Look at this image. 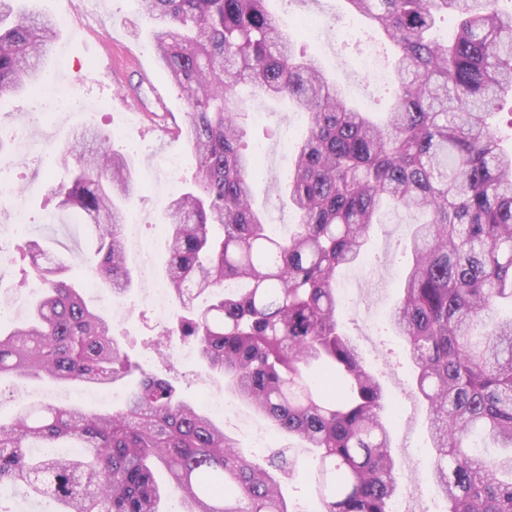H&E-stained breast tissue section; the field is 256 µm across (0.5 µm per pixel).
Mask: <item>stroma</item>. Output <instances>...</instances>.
Masks as SVG:
<instances>
[{
	"label": "stroma",
	"mask_w": 512,
	"mask_h": 512,
	"mask_svg": "<svg viewBox=\"0 0 512 512\" xmlns=\"http://www.w3.org/2000/svg\"><path fill=\"white\" fill-rule=\"evenodd\" d=\"M36 12L51 16L58 24L43 66L53 81L51 91L0 96V151L13 154L11 164L0 165V183L18 189V199H0V247L12 255L21 238L37 240L52 255L64 256L77 276L87 272L95 250L89 225L57 211L50 194L52 185L67 180L69 173L56 163L60 148L69 144L77 128L94 126L111 132L112 149L126 155L134 165L141 186L128 205L140 223L141 241L129 244L127 262L134 284L131 292L113 300L107 288H90L92 305L104 308L112 323V335L122 342L131 361L139 364L115 388L127 394L134 390L142 372H171L182 398L193 400L202 392H221L222 377L201 368L197 360L175 356L161 358L146 348L147 339L166 331L157 322L142 294L143 273L138 261L139 245L166 256L167 242L158 239L155 226L164 206L196 171L195 159L183 141L165 135L147 120L150 112L171 113L183 123L187 104L160 67L151 45V24L139 0H29ZM270 11L286 24L314 16L323 27L317 38L305 39L309 56L320 63L330 78L349 92L350 102L360 110L383 118L395 104V90L378 86L357 69L360 51L375 48L383 65H390V47L375 43L363 18L347 11L344 0H270ZM57 93L80 100L82 109L61 112L53 102ZM239 94L246 112L264 113V122L246 121L247 144L264 150V173L256 183L253 202L264 211L275 231L282 236L294 231L298 216L286 196L277 194L285 186L292 146L308 125L304 113L287 101L255 95L243 86ZM174 155L180 166L168 181H155L162 159ZM24 210L28 227L24 237L12 235L17 210ZM53 223H44V215ZM417 218L385 210L374 225L361 263L349 268L342 281L350 292L341 322L357 345L367 368L377 373L399 414L393 419L392 437L399 461V492L408 512H440L442 502L432 486L429 469L434 450L429 434L427 409L414 392L413 369L405 345L388 324V315L399 293V282L407 261L404 246ZM78 402L96 411L110 409L104 397L75 393L72 387L35 377H0V419L9 420L15 402ZM238 422L229 424L245 452L254 448L253 434L271 435L287 460L282 489L287 500L304 512H319L320 504L311 489V459L296 439L274 433L272 427L251 409L238 406Z\"/></svg>",
	"instance_id": "obj_1"
}]
</instances>
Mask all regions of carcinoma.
Wrapping results in <instances>:
<instances>
[{"mask_svg": "<svg viewBox=\"0 0 512 512\" xmlns=\"http://www.w3.org/2000/svg\"><path fill=\"white\" fill-rule=\"evenodd\" d=\"M152 47L190 108L151 123L196 159L168 201L165 279L179 307L171 335L282 434L313 452L322 512H391L398 480L385 391L340 322L336 274L357 262L385 206L425 216L389 318L426 403L441 512H512V150L493 120L512 92V11L499 0H346L396 54L397 102L384 121L345 92L273 18L267 0H140ZM454 12L457 31L433 37ZM57 23L23 0H0V95L36 89ZM286 98L306 113L285 192L299 216L272 233L251 203L258 159L243 142L237 89ZM61 149L58 208L91 222L90 275L131 290L124 203L139 191L111 135L84 127ZM38 297L28 319L0 318V377L107 386L131 368L106 313L87 304L69 265L36 241L18 247ZM68 441L72 457L29 453ZM164 468L170 485L158 480ZM23 485L56 512H296L275 471L241 450L175 381L145 377L125 405L19 403L0 422V495Z\"/></svg>", "mask_w": 512, "mask_h": 512, "instance_id": "cac0c4a2", "label": "carcinoma"}]
</instances>
